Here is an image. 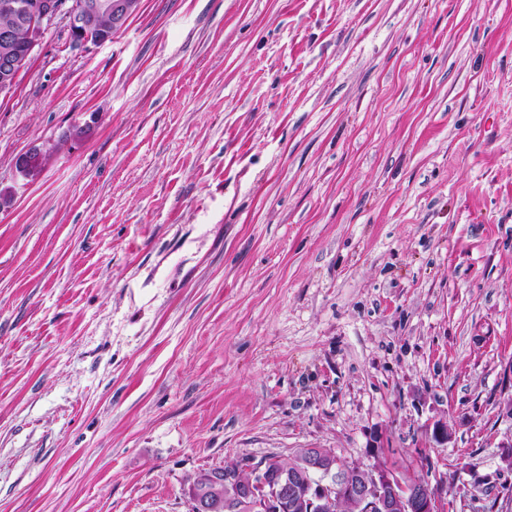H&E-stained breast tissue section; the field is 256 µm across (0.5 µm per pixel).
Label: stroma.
Here are the masks:
<instances>
[{
  "label": "stroma",
  "mask_w": 512,
  "mask_h": 512,
  "mask_svg": "<svg viewBox=\"0 0 512 512\" xmlns=\"http://www.w3.org/2000/svg\"><path fill=\"white\" fill-rule=\"evenodd\" d=\"M1 191L0 512H190L197 473L301 448L512 506V0L57 21L0 97ZM56 148L54 143H43L41 145H33L26 152L20 154L15 159V168L24 179H31L29 171L35 160L41 161L48 156Z\"/></svg>",
  "instance_id": "1"
}]
</instances>
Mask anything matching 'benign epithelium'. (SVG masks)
I'll return each mask as SVG.
<instances>
[{
	"label": "benign epithelium",
	"mask_w": 512,
	"mask_h": 512,
	"mask_svg": "<svg viewBox=\"0 0 512 512\" xmlns=\"http://www.w3.org/2000/svg\"><path fill=\"white\" fill-rule=\"evenodd\" d=\"M136 0H3L0 12L11 23L0 27V96L9 94L19 72L39 45L45 31L60 16L69 18L70 38L76 48L98 45L112 39L113 27L126 21ZM109 15L112 26L100 24ZM23 33L27 52L14 48L17 33ZM56 148L54 143L34 145L15 159V168L30 178L34 161L42 160ZM432 442L443 448L448 444V423L435 422L427 427ZM268 464L250 467L247 480L233 479L237 491L251 501L255 512H276L285 500L311 495L318 512H327L334 500H346L355 512H439V489L429 484L424 491H411L402 480L383 468L365 470L342 463L330 448H309L300 466L288 472L289 480L269 486L265 476Z\"/></svg>",
	"instance_id": "obj_1"
}]
</instances>
